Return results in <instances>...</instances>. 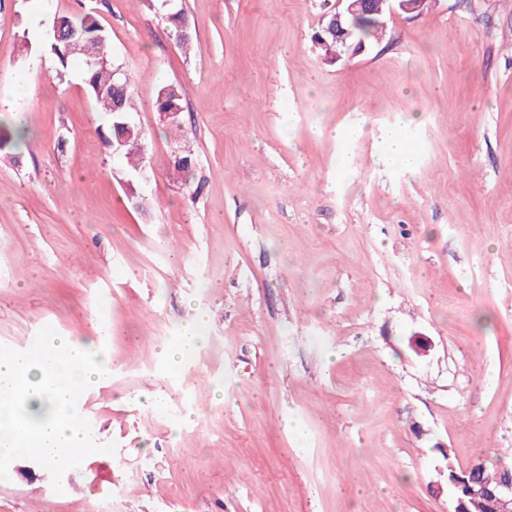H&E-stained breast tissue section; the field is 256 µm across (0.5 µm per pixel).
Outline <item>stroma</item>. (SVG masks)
I'll list each match as a JSON object with an SVG mask.
<instances>
[{
    "label": "stroma",
    "instance_id": "1",
    "mask_svg": "<svg viewBox=\"0 0 512 512\" xmlns=\"http://www.w3.org/2000/svg\"><path fill=\"white\" fill-rule=\"evenodd\" d=\"M334 3L182 0L186 53L149 0H0V123L28 131L0 153V351L114 360L76 395L93 452L14 457L0 512H452L449 465L512 461V0L393 13L330 63ZM83 12L134 78L143 175L45 49ZM181 90L175 84H167L159 89L155 107L156 111L161 114L164 113L163 118H171L173 121L176 120L178 112H170L174 109L181 108ZM204 322V316H198L192 324L185 327L182 336L162 349L161 353L169 364H179L197 348L198 340L201 337L199 333Z\"/></svg>",
    "mask_w": 512,
    "mask_h": 512
}]
</instances>
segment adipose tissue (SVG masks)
Listing matches in <instances>:
<instances>
[{
	"label": "adipose tissue",
	"instance_id": "1",
	"mask_svg": "<svg viewBox=\"0 0 512 512\" xmlns=\"http://www.w3.org/2000/svg\"><path fill=\"white\" fill-rule=\"evenodd\" d=\"M112 359L93 342L55 337L40 356L0 353V460L22 452L51 465L88 453L75 400L78 389L103 383Z\"/></svg>",
	"mask_w": 512,
	"mask_h": 512
}]
</instances>
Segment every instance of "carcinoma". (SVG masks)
<instances>
[{"mask_svg":"<svg viewBox=\"0 0 512 512\" xmlns=\"http://www.w3.org/2000/svg\"><path fill=\"white\" fill-rule=\"evenodd\" d=\"M160 9L164 12L169 23V29L176 43L182 49L192 45V36L182 35L181 22L185 15L184 9L178 3H166L159 0ZM387 14L376 6L370 14H360L352 20L351 35L346 41H338L332 35L318 30L314 41L324 53L325 59L336 60L342 49L357 44L360 41L373 42L380 40L386 32ZM53 23L63 27L70 24L78 25L87 31V35L95 37L96 53L99 62L91 61L86 53L85 42L79 37L58 41L50 39L46 50L51 54L58 67L62 70L68 67L69 60L76 56L84 62V85L87 93L93 98L101 111L109 116V135L104 143L114 150L119 140L136 141L145 145V138L141 128L134 124L130 113L136 111L132 95L133 79L126 73L118 76L112 75V54L108 32L103 28L95 15L91 12L78 15H61L54 18ZM156 111L170 112L181 108V90L175 84H167L159 89L156 102ZM27 133L23 128L11 129L0 127V152L4 150H18L26 145ZM506 476L504 469L498 466H484L475 473H466L461 469L448 471V491L452 505L455 508H464L465 512H489L488 504L481 498L466 496L467 485L480 481L489 487L496 486Z\"/></svg>","mask_w":512,"mask_h":512,"instance_id":"1","label":"carcinoma"}]
</instances>
